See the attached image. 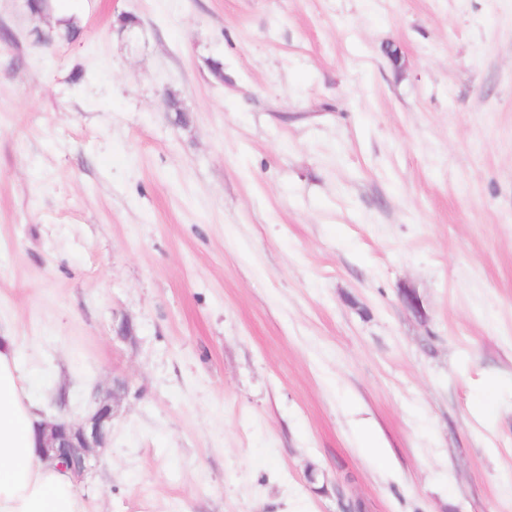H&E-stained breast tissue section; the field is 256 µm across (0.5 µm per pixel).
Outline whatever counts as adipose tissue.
<instances>
[{
	"label": "adipose tissue",
	"mask_w": 512,
	"mask_h": 512,
	"mask_svg": "<svg viewBox=\"0 0 512 512\" xmlns=\"http://www.w3.org/2000/svg\"><path fill=\"white\" fill-rule=\"evenodd\" d=\"M24 386L16 341L0 336V512H88L70 473L40 459L39 418Z\"/></svg>",
	"instance_id": "ef3b65f1"
}]
</instances>
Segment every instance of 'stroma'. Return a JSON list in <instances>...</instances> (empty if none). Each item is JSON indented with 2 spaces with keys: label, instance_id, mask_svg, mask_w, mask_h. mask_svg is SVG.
Returning a JSON list of instances; mask_svg holds the SVG:
<instances>
[{
  "label": "stroma",
  "instance_id": "35a3bbf8",
  "mask_svg": "<svg viewBox=\"0 0 512 512\" xmlns=\"http://www.w3.org/2000/svg\"><path fill=\"white\" fill-rule=\"evenodd\" d=\"M4 32L0 334L40 419L128 386L89 512H512V0Z\"/></svg>",
  "mask_w": 512,
  "mask_h": 512
}]
</instances>
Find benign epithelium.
<instances>
[{"instance_id": "benign-epithelium-1", "label": "benign epithelium", "mask_w": 512, "mask_h": 512, "mask_svg": "<svg viewBox=\"0 0 512 512\" xmlns=\"http://www.w3.org/2000/svg\"><path fill=\"white\" fill-rule=\"evenodd\" d=\"M113 416L114 398L107 396L96 399L93 410L80 422L58 417L41 424V458L57 461L69 468L75 480H83L94 469L96 449L109 440Z\"/></svg>"}]
</instances>
